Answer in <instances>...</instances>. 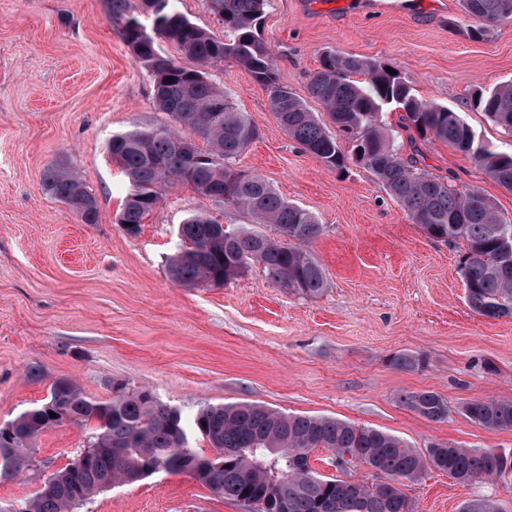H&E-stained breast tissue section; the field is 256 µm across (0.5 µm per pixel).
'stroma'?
<instances>
[{
    "mask_svg": "<svg viewBox=\"0 0 512 512\" xmlns=\"http://www.w3.org/2000/svg\"><path fill=\"white\" fill-rule=\"evenodd\" d=\"M361 2L267 0L262 34L283 85L306 96L323 52L356 54L407 74L419 98L461 112L477 136L512 150V137L471 106L474 90L512 80V20L475 40L461 31L459 0H415L410 13L377 18L362 15ZM210 74L260 131L239 169L325 227L309 246L328 278L318 297L272 282L256 264L221 286L173 283L168 261L189 213L205 210L226 225L244 219L174 185L138 235L118 224L129 185L108 142L167 117L147 70L116 33L112 0H0V424L68 377L97 401L111 400L118 383L150 389L187 419L203 402H248L373 427L421 450L449 441L512 451V430L487 431L460 412L470 400L512 401V318L469 307L459 247L429 237L367 169L353 164L342 174L305 153L281 130L267 90L233 60ZM382 122L403 156L421 151V168L482 189L512 222V192L472 158L438 141L413 148L394 108ZM57 163L95 196L97 223H82L43 191V172ZM401 352L423 355V367L391 366ZM33 366L42 379H27ZM422 390L447 401V421L401 403ZM91 431L66 422L41 432L30 468L0 481V512H23ZM408 494L415 512H459L481 497L512 512V478L461 484L432 469ZM74 512L252 510L188 474L163 472Z\"/></svg>",
    "mask_w": 512,
    "mask_h": 512,
    "instance_id": "stroma-1",
    "label": "stroma"
}]
</instances>
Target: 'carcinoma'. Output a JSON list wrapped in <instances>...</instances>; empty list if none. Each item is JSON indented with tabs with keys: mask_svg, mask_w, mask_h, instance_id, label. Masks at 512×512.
I'll return each instance as SVG.
<instances>
[{
	"mask_svg": "<svg viewBox=\"0 0 512 512\" xmlns=\"http://www.w3.org/2000/svg\"><path fill=\"white\" fill-rule=\"evenodd\" d=\"M222 23L224 38L174 9L172 0H144L154 16L148 28L134 16L132 0H112V22L120 38L150 73L159 111L171 123L137 126L112 136L108 152L125 172L129 192L119 223L135 236L158 206L168 185L191 186L200 195L241 212L253 224L270 225L275 235L230 228L206 212L189 214L179 225L183 242L171 258L174 281L222 285L256 262L273 282L306 297L327 285L318 259L306 249L323 232L307 210L283 197L258 175L237 168L240 155L260 137L247 114L211 79L209 70L234 60L269 91V106L289 138L326 168L343 171L354 162L373 173L386 194L432 238L462 247L460 267L471 309L488 317H512V249L503 248L500 230L512 232L495 201L479 189L459 190L405 158L392 133L384 130L383 107L404 112L405 129L419 140L440 141L465 153L488 177L512 192V154L480 141L460 113L419 98L410 79L386 71L371 59L336 50L322 54L308 82L309 96L329 115L331 132L308 101L279 82L270 47L262 38L266 0H208ZM503 0H460L466 33L485 36L512 19ZM175 43L195 62L186 68L160 52L158 41ZM473 105L512 137V82L474 94ZM189 129L190 139L181 134ZM204 141L201 149L195 139ZM42 186L69 206L84 224L98 222L95 197L74 172L61 165L45 169ZM390 364L413 371L421 355L398 353ZM401 402L418 415L445 422L448 403L430 391L409 392ZM56 416H49V412ZM461 412L488 431L512 430V401L471 400ZM95 427L92 452L84 465L57 471V486L40 491L23 512H72L76 499L89 501L112 486L130 484L156 472L185 471L217 495L255 503L258 512H414L404 481L437 469L460 483L503 478L512 456L489 448H462L436 442L421 452L379 429L316 415H285L259 404L201 405L190 420L149 389L115 387L112 400L89 397L72 379L58 378L42 403L0 426V480H9L31 463V443L43 430L65 421ZM215 451L205 456L190 446V434ZM326 450L351 466L367 463L382 473L371 485L325 476L310 465V455ZM459 512H503L491 498L466 501Z\"/></svg>",
	"mask_w": 512,
	"mask_h": 512,
	"instance_id": "carcinoma-1",
	"label": "carcinoma"
}]
</instances>
